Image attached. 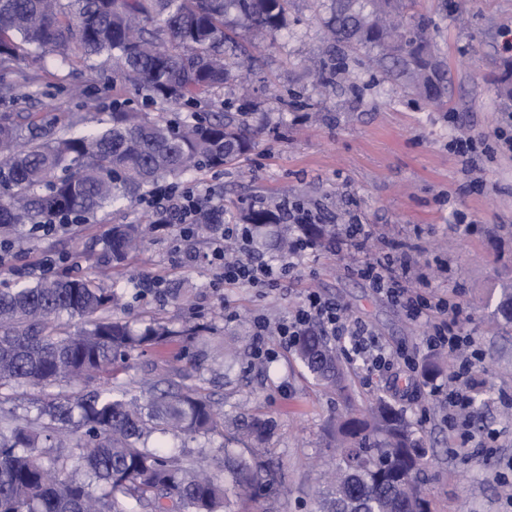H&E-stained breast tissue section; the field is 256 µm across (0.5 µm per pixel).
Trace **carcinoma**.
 <instances>
[{
	"label": "carcinoma",
	"instance_id": "carcinoma-1",
	"mask_svg": "<svg viewBox=\"0 0 512 512\" xmlns=\"http://www.w3.org/2000/svg\"><path fill=\"white\" fill-rule=\"evenodd\" d=\"M291 0H0V99L7 76L30 52L51 53L63 65L102 57L114 79L130 82L147 100L193 106L181 119L167 112H132L112 101L89 134L47 120L22 152L12 151L21 126L0 115V235L45 224H87L110 207L142 200L161 181L178 185L188 169L221 172L251 148L247 112H211L212 95L237 80L252 56L236 40L242 31L273 39L288 26ZM323 20L332 45L317 69L333 82L338 62L376 54L395 80L427 84L431 59L420 16L400 33L384 23L399 0H332ZM224 203L208 202L196 223L213 231ZM267 207L246 209V224H273ZM141 224H112L108 258L120 263L143 241ZM113 291L87 277L44 276L0 289V389L110 376L117 361L149 343L192 336L152 320L139 330L112 317ZM75 320L62 332L57 319ZM295 352L314 379L347 400L336 346L318 330L299 337ZM218 414L210 401L173 380L142 403L106 384L77 398L49 397L37 422L0 419V512H231L232 498L254 490L262 464L224 453L223 474L199 473L197 462L151 448L158 435H206ZM83 430L75 447L40 448L62 427ZM341 449L336 478L320 492V512H430L419 476L424 450L411 423L377 398L359 417L332 426Z\"/></svg>",
	"mask_w": 512,
	"mask_h": 512
}]
</instances>
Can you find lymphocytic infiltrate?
I'll return each instance as SVG.
<instances>
[{"instance_id":"1","label":"lymphocytic infiltrate","mask_w":512,"mask_h":512,"mask_svg":"<svg viewBox=\"0 0 512 512\" xmlns=\"http://www.w3.org/2000/svg\"><path fill=\"white\" fill-rule=\"evenodd\" d=\"M453 146L463 159L465 172L470 173L477 168L476 156L483 155L491 159L503 153L512 154V127H499L490 140L461 138L455 140ZM154 199L171 204L179 217L178 224L170 230L173 239L187 238L194 234L195 218L205 199L204 194L169 188L157 190ZM253 242L252 225L227 224L221 227L219 233L212 238L208 253L218 282L250 288H279L291 274L294 258L312 247L308 238L296 236L288 253V261L272 263L253 253ZM412 264V255L402 250L387 260L378 259L356 266L355 271L369 280L373 288L399 303L410 319L428 325V347L460 355L458 370L448 375V409L453 412L466 408L471 402L472 393L482 386L483 381L470 370L471 359L466 352L473 349L474 340L463 335L459 327L463 308L459 302L434 296L427 289L404 288L403 281L409 275ZM313 327L324 335L348 339L353 354L362 359L370 370L379 371L402 361L401 355L381 348L366 323L346 315L336 302L323 299L314 292L305 296L291 320L280 323L274 329L279 336L293 343Z\"/></svg>"}]
</instances>
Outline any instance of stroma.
I'll list each match as a JSON object with an SVG mask.
<instances>
[{
    "label": "stroma",
    "mask_w": 512,
    "mask_h": 512,
    "mask_svg": "<svg viewBox=\"0 0 512 512\" xmlns=\"http://www.w3.org/2000/svg\"><path fill=\"white\" fill-rule=\"evenodd\" d=\"M409 11L428 18V37L445 86L433 102L386 78L376 64L342 66L334 86L309 76L329 48L317 0H292L288 29L256 52L246 87L215 94L231 112L254 113L260 127L255 146L221 172L191 171L183 181L224 194V221L238 224L249 206L299 201L321 216L367 225L370 256L393 245L410 250L416 275L439 297L460 301L461 322L480 350L474 370L485 380L482 402L471 404L465 424L448 428V404L434 388L458 366L454 355L427 347L425 324L412 321L370 283L351 273L349 239L307 251L281 289L213 287L206 236L173 254L163 233L151 235L125 268H113L101 239L112 222L139 221L140 205L115 207L78 233L20 235L0 281L34 284L41 276L71 274L96 279L121 298L116 317L141 328L157 317L179 328L196 314L209 328L201 335L148 344L120 362L117 380L144 398L160 381L173 379L207 397L219 413L217 428L195 439L167 436L166 448L223 464L224 444L252 453L274 474L233 512H317L318 493L336 467L328 433L345 408L283 348L277 335L255 333L257 320L284 321L310 291L338 302L365 322L379 342L411 359L375 375L363 362L343 361L354 408L386 397L413 423L426 450L422 474L431 512H512V324L494 316L501 289L512 286V156L484 164L483 190L467 185L462 162L450 147L456 130L493 137L512 101L500 96L497 79L512 62L504 30H512V0H411ZM13 111L34 122L95 128L114 98L140 103L131 85L112 79L110 66L59 65L52 55L31 52L10 76ZM465 211L469 234L455 230L452 215ZM161 281L170 288L190 283L187 306L166 296L133 297L135 284ZM271 420L270 439H244L252 418Z\"/></svg>",
    "instance_id": "stroma-1"
}]
</instances>
